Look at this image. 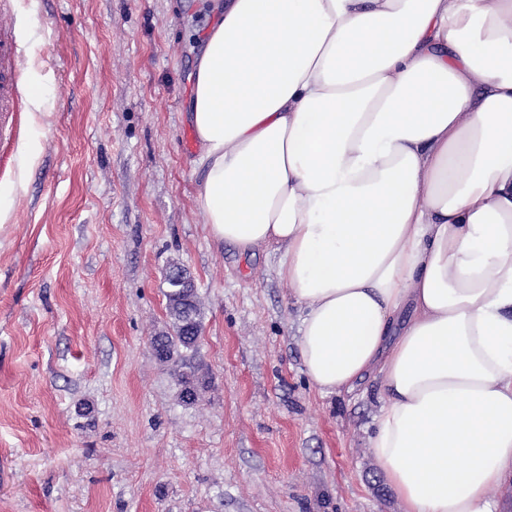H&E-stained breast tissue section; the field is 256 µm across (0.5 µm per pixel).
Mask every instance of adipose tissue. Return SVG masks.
I'll return each mask as SVG.
<instances>
[{
  "label": "adipose tissue",
  "mask_w": 512,
  "mask_h": 512,
  "mask_svg": "<svg viewBox=\"0 0 512 512\" xmlns=\"http://www.w3.org/2000/svg\"><path fill=\"white\" fill-rule=\"evenodd\" d=\"M191 97L215 245L276 256L323 394L381 380L403 512L512 481V0H224Z\"/></svg>",
  "instance_id": "adipose-tissue-1"
}]
</instances>
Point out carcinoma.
Segmentation results:
<instances>
[{
  "label": "carcinoma",
  "mask_w": 512,
  "mask_h": 512,
  "mask_svg": "<svg viewBox=\"0 0 512 512\" xmlns=\"http://www.w3.org/2000/svg\"><path fill=\"white\" fill-rule=\"evenodd\" d=\"M166 298L175 335L157 336L154 341L156 355L162 360H171L179 350L195 348V335L201 332L202 321L198 294L194 289H177L169 284Z\"/></svg>",
  "instance_id": "cac0c4a2"
}]
</instances>
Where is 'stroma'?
<instances>
[{"instance_id": "1", "label": "stroma", "mask_w": 512, "mask_h": 512, "mask_svg": "<svg viewBox=\"0 0 512 512\" xmlns=\"http://www.w3.org/2000/svg\"><path fill=\"white\" fill-rule=\"evenodd\" d=\"M222 0H0L29 110L0 142V512H401L369 440L380 382L323 395L274 256L196 208L190 120ZM202 302L179 398L165 277Z\"/></svg>"}]
</instances>
